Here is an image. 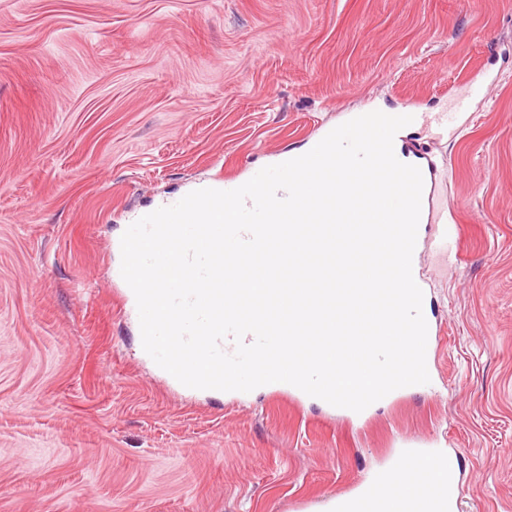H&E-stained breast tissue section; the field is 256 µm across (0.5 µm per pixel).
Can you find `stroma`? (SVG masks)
I'll return each instance as SVG.
<instances>
[{"label":"stroma","instance_id":"stroma-1","mask_svg":"<svg viewBox=\"0 0 512 512\" xmlns=\"http://www.w3.org/2000/svg\"><path fill=\"white\" fill-rule=\"evenodd\" d=\"M448 180L430 388L355 421L192 394L145 354L121 231L377 104ZM461 110L460 134L440 113ZM512 512V0H0V512H323L402 450ZM460 239L461 233L458 224H452L448 221V225H446L444 229L443 236L440 239H433L430 242V245L435 250L444 249L445 246H448V254H450L454 250V257L457 261L461 260L462 252L460 247Z\"/></svg>","mask_w":512,"mask_h":512}]
</instances>
